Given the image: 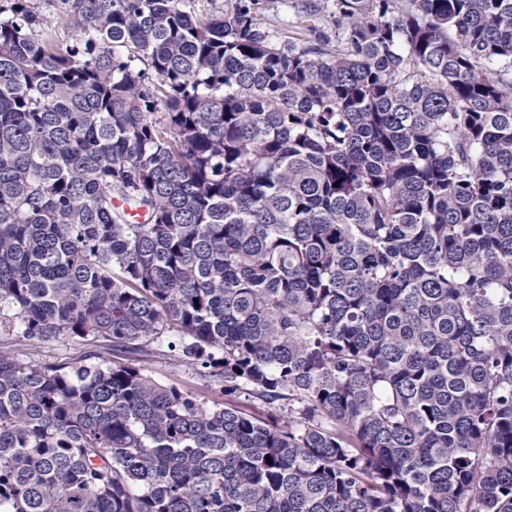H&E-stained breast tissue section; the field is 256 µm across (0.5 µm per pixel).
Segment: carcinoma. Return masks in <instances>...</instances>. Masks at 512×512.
<instances>
[{
    "label": "carcinoma",
    "mask_w": 512,
    "mask_h": 512,
    "mask_svg": "<svg viewBox=\"0 0 512 512\" xmlns=\"http://www.w3.org/2000/svg\"><path fill=\"white\" fill-rule=\"evenodd\" d=\"M270 2L0 3V512H512V0ZM58 0H40L39 7L43 17L52 25L56 26L59 36L67 41H72L75 32L63 26L59 20ZM265 20L273 30L284 36L291 35L299 23V17L291 7L285 8L279 4L266 13ZM89 349L81 342L59 339L46 343L41 349L39 360L44 362L72 361L85 356ZM147 370L159 381L178 386L188 385L193 390L208 401L219 402L228 408L254 409L256 412H263L262 408H253L251 401H247L244 396H225L220 389L208 383L207 381L190 376L182 368L164 361L149 360L146 363Z\"/></svg>",
    "instance_id": "obj_1"
}]
</instances>
